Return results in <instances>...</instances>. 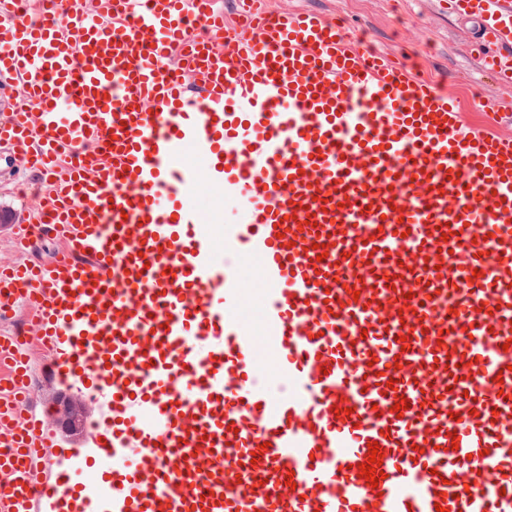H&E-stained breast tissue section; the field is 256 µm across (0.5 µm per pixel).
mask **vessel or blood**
<instances>
[{"label": "vessel or blood", "instance_id": "1", "mask_svg": "<svg viewBox=\"0 0 512 512\" xmlns=\"http://www.w3.org/2000/svg\"><path fill=\"white\" fill-rule=\"evenodd\" d=\"M450 2L511 86L512 0ZM0 78V160L49 174L65 244L0 266V310L24 302L54 375L101 400L104 467L95 499L76 461L33 482L46 420L18 419L32 369L0 336V512H512L511 136L264 0L233 32L214 0H0ZM188 149L243 206L227 261Z\"/></svg>", "mask_w": 512, "mask_h": 512}]
</instances>
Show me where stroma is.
<instances>
[{
    "instance_id": "obj_1",
    "label": "stroma",
    "mask_w": 512,
    "mask_h": 512,
    "mask_svg": "<svg viewBox=\"0 0 512 512\" xmlns=\"http://www.w3.org/2000/svg\"><path fill=\"white\" fill-rule=\"evenodd\" d=\"M270 6L279 11L320 13L343 24L354 41L416 65L420 73L433 76L460 100L469 123L485 122L483 111L475 106L480 95L499 99L504 110L512 111V93L501 89L493 77L485 74L477 58L466 49L475 21L444 11L437 7L435 0H271ZM192 165L197 172L196 196L220 233L225 223L240 219L242 209L234 196L210 187L201 160H193ZM47 193L48 183L40 172L29 170L17 178L11 169H0V262H37L51 257L59 249V242L49 236L21 252L10 239L12 225L37 217L40 202ZM16 332L26 336L33 366L31 407L44 415L49 414L55 404L68 400L85 407L77 431L66 432L57 425H50L51 445L45 449L33 472L34 480L38 481L56 470L60 450L78 453L91 448L94 432L89 424L97 420L99 405L89 401L79 385L63 384L47 376L48 356L40 349L21 303L12 311L0 314V334Z\"/></svg>"
}]
</instances>
